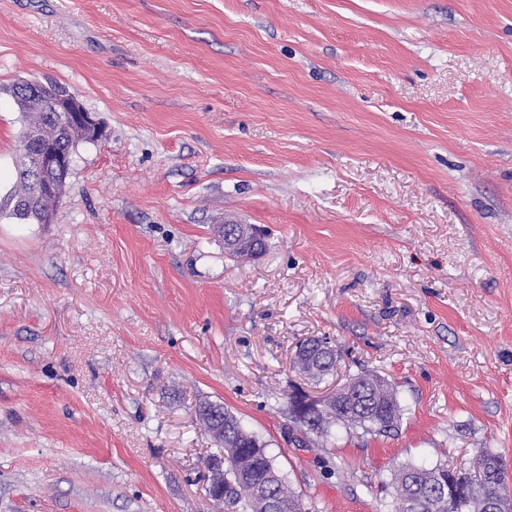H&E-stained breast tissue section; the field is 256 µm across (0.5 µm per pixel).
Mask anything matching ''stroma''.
<instances>
[{
  "mask_svg": "<svg viewBox=\"0 0 512 512\" xmlns=\"http://www.w3.org/2000/svg\"><path fill=\"white\" fill-rule=\"evenodd\" d=\"M23 80L104 136L50 223L0 216V512H221L202 400L306 512L480 450L512 497V0H0V196ZM235 221L264 255H225ZM364 370L398 430L301 443L286 395ZM312 347L296 353L295 365L298 370L312 380H319L333 371L337 361L336 350L321 348L317 338L307 340Z\"/></svg>",
  "mask_w": 512,
  "mask_h": 512,
  "instance_id": "1",
  "label": "stroma"
}]
</instances>
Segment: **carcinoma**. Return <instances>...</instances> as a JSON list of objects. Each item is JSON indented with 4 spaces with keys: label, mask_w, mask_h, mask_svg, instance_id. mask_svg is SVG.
<instances>
[{
    "label": "carcinoma",
    "mask_w": 512,
    "mask_h": 512,
    "mask_svg": "<svg viewBox=\"0 0 512 512\" xmlns=\"http://www.w3.org/2000/svg\"><path fill=\"white\" fill-rule=\"evenodd\" d=\"M15 104L25 121L22 138L35 137L38 146L54 144L63 149L75 147L79 141L91 143L53 121L51 110L27 98L19 84L12 89ZM16 186L0 198V215H7L25 224H41L44 220L42 199L36 197L35 187L24 158L16 162ZM225 253L233 257H259L265 250L261 236L252 238L246 249L224 245ZM307 343L311 348L296 353L295 365L312 380H319L333 371L337 361L334 349L321 347L316 338ZM209 433L224 428V499L235 512H304L301 498L289 485L267 452L268 444L259 435L243 428L238 418L221 403L200 401L195 409ZM284 416L291 426L307 431L324 440L333 437L332 428L345 431L362 430L365 434L386 435L397 428L400 406L392 383L381 375L362 371L333 393L332 400L318 410L303 411L288 394ZM277 473L274 485V504L262 502L253 489L269 482ZM392 501L394 512L417 500L419 512H512V501L504 494L506 472L499 456L481 451L459 466L402 464L394 470Z\"/></svg>",
    "instance_id": "carcinoma-1"
}]
</instances>
